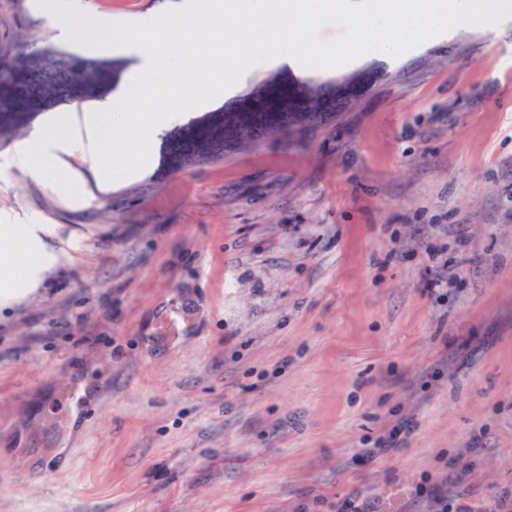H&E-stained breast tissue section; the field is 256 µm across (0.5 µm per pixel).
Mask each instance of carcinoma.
<instances>
[{"instance_id": "obj_1", "label": "carcinoma", "mask_w": 512, "mask_h": 512, "mask_svg": "<svg viewBox=\"0 0 512 512\" xmlns=\"http://www.w3.org/2000/svg\"><path fill=\"white\" fill-rule=\"evenodd\" d=\"M44 51L45 48L34 46L29 52L15 57L0 72V143L30 124L36 116L15 100V90ZM55 52L58 54L56 69L45 74L36 89L41 112L106 98L115 89L124 68L123 61L117 59L87 58L58 48ZM63 78L78 94L76 99L60 100V80ZM324 89L321 84L299 79L289 72L276 73L231 105L208 112L169 133L162 142L161 166L177 171L194 159L231 152L227 142L254 135L253 128L239 115V103L270 92L280 93V108L290 113L295 110L304 112L309 116L308 124L315 125L327 117L323 111Z\"/></svg>"}]
</instances>
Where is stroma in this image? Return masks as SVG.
<instances>
[{"mask_svg":"<svg viewBox=\"0 0 512 512\" xmlns=\"http://www.w3.org/2000/svg\"><path fill=\"white\" fill-rule=\"evenodd\" d=\"M178 0H77L148 20ZM0 0V49L57 45ZM325 122L86 194L11 162L53 262L0 308V512H512V16L398 60ZM179 301L198 323L148 336ZM82 408L71 432L70 383Z\"/></svg>","mask_w":512,"mask_h":512,"instance_id":"stroma-1","label":"stroma"}]
</instances>
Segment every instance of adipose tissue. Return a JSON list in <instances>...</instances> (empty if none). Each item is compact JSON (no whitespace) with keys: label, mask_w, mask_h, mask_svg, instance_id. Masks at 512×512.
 <instances>
[{"label":"adipose tissue","mask_w":512,"mask_h":512,"mask_svg":"<svg viewBox=\"0 0 512 512\" xmlns=\"http://www.w3.org/2000/svg\"><path fill=\"white\" fill-rule=\"evenodd\" d=\"M51 224H1L0 239L12 242L8 251H0V306L15 301L28 287L34 286L46 263L45 236L53 234Z\"/></svg>","instance_id":"obj_1"}]
</instances>
